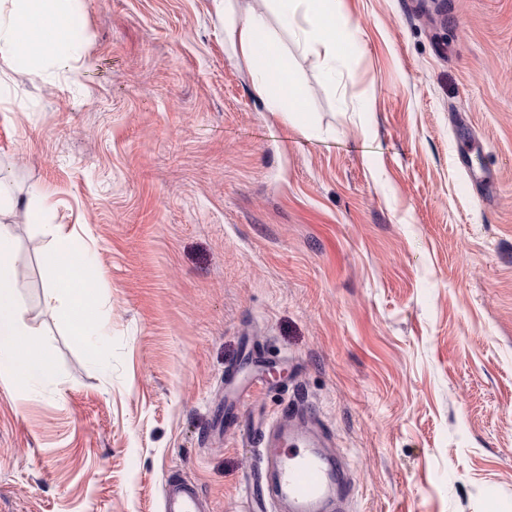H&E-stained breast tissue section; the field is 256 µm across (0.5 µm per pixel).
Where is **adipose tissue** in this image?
<instances>
[{
  "label": "adipose tissue",
  "instance_id": "1",
  "mask_svg": "<svg viewBox=\"0 0 512 512\" xmlns=\"http://www.w3.org/2000/svg\"><path fill=\"white\" fill-rule=\"evenodd\" d=\"M75 0H0V56L30 74L43 62L73 70L81 61L71 45ZM335 0H272L281 24L312 54L325 78L351 44L355 25L339 22ZM228 39L245 64L260 74L259 92L269 111H288L300 127L308 125V91L295 78L280 42L264 14L236 18L231 0H214ZM15 253L8 225H0V380L25 385L53 376L50 353L33 337L19 304ZM43 300L68 322L76 344L88 345L98 329L93 290L98 278L88 251L72 235L55 233L43 257Z\"/></svg>",
  "mask_w": 512,
  "mask_h": 512
}]
</instances>
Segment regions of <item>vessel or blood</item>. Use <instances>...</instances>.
<instances>
[{
    "label": "vessel or blood",
    "instance_id": "vessel-or-blood-1",
    "mask_svg": "<svg viewBox=\"0 0 512 512\" xmlns=\"http://www.w3.org/2000/svg\"><path fill=\"white\" fill-rule=\"evenodd\" d=\"M312 415L306 403L296 402L274 420L250 421L248 440L263 450L264 475L251 479L240 512H269L276 503L287 504L290 512H329L336 498L350 497L342 466L310 431ZM164 512H204L197 486L185 479L169 485Z\"/></svg>",
    "mask_w": 512,
    "mask_h": 512
}]
</instances>
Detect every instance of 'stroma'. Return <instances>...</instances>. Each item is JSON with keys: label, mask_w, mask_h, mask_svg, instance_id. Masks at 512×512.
Wrapping results in <instances>:
<instances>
[{"label": "stroma", "mask_w": 512, "mask_h": 512, "mask_svg": "<svg viewBox=\"0 0 512 512\" xmlns=\"http://www.w3.org/2000/svg\"><path fill=\"white\" fill-rule=\"evenodd\" d=\"M309 128L267 111L213 0H77L76 71L0 57V168L24 317L53 380L0 383V512H238L224 423L246 343L312 404L349 512H512V0H336L325 80L263 0ZM98 268L95 351L43 304L51 229ZM204 502L197 486L180 480L169 485L164 498V512H204Z\"/></svg>", "instance_id": "35a3bbf8"}]
</instances>
